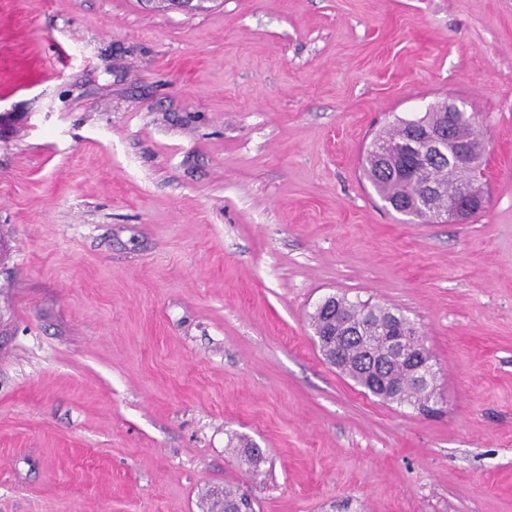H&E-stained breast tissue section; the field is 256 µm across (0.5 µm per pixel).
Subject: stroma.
Returning a JSON list of instances; mask_svg holds the SVG:
<instances>
[{
  "instance_id": "35a3bbf8",
  "label": "stroma",
  "mask_w": 512,
  "mask_h": 512,
  "mask_svg": "<svg viewBox=\"0 0 512 512\" xmlns=\"http://www.w3.org/2000/svg\"><path fill=\"white\" fill-rule=\"evenodd\" d=\"M206 5L0 0V512H512V0ZM441 101L488 202L414 223L361 163ZM334 294L432 412L324 359ZM319 308L315 309L311 317V325L317 332H328L334 327L333 322L336 321V331L339 330V336H323L315 332L317 345L325 353L327 361L336 366L339 362L337 358V347L348 336H344L346 332H351L349 336L364 337V342L359 343L358 338L355 340L348 339L342 344L341 363L337 367L346 376L351 378L356 384L364 388L374 396L381 398L386 402L397 404L414 405L418 408H425L431 401L432 397L429 393L417 389L402 374L406 364L407 357L398 355L394 361L392 372L393 380L398 383L399 379H404L403 384H399L401 393L398 396H392L391 400L384 399L375 393L371 374H364L365 369L369 372L381 375L386 373L389 368L390 358L385 360H375L365 358L363 367L360 364L362 351H370L374 355H379L388 348L387 341L389 336H395L393 344L400 346L404 342V338L397 334H405L403 336H419L420 343L422 336L415 323L411 322L400 312H395L384 306H368L360 305L349 301L344 296L336 298V295L328 296L318 304ZM336 308L330 314L325 308ZM336 314V317H335ZM335 337V341L333 340ZM431 354L429 349L425 346V343H422V346L418 348L411 359V369L410 375L416 378L417 382L422 383L428 392H432L429 390V384L433 378L430 368L428 365L430 364Z\"/></svg>"
}]
</instances>
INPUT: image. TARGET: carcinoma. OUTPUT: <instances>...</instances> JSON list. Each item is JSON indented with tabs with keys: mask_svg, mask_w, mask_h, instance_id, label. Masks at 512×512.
Listing matches in <instances>:
<instances>
[{
	"mask_svg": "<svg viewBox=\"0 0 512 512\" xmlns=\"http://www.w3.org/2000/svg\"><path fill=\"white\" fill-rule=\"evenodd\" d=\"M418 123L426 128L443 127L448 123V116L431 109L416 121H399L393 127V132L383 136V139L389 141L409 139L416 135ZM451 135L458 140L479 138L476 115L467 114V119L461 121L451 131ZM362 170L379 198L389 204L394 211L427 223L434 221V217L426 211L419 210L417 201L429 192L430 185H437L445 196L454 195L460 190V187L456 186L457 179H467L471 176V170L452 168L448 166V161L444 160L427 167L420 166L414 178L404 179L398 173L397 162H386L381 158L375 141L366 152ZM311 325L317 332H327L334 327L339 330L341 336L347 332L355 336V339H348L342 344L339 370L372 394L377 393V390L374 389L371 375L364 373V368L361 367V352L369 351L379 355L387 350V341L391 336L420 335L415 323L403 314L384 306L356 304L343 296L336 298L334 314L324 308L315 309L311 315ZM359 336L364 337V342L357 340ZM406 361L407 357L404 355L397 356L394 361L393 380L402 379L404 383L400 385V395L392 397L391 402L425 408L431 401V395L417 389L407 380V376L402 374ZM244 509H250L246 499L231 490L224 491L221 512H242Z\"/></svg>",
	"mask_w": 512,
	"mask_h": 512,
	"instance_id": "cac0c4a2",
	"label": "carcinoma"
}]
</instances>
